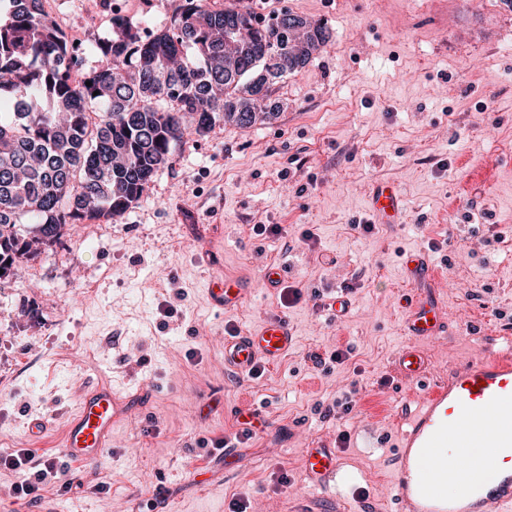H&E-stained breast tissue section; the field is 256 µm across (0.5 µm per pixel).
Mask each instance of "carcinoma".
<instances>
[{"label":"carcinoma","instance_id":"1","mask_svg":"<svg viewBox=\"0 0 512 512\" xmlns=\"http://www.w3.org/2000/svg\"><path fill=\"white\" fill-rule=\"evenodd\" d=\"M0 11V269L58 243L68 224L126 213L191 134L218 123L248 128L277 119L271 88L304 67L327 26L291 11L261 18L241 0H180L169 28L141 31L112 20L101 64L82 52L42 7L6 0ZM303 24V40L279 22ZM253 30L230 69L224 32ZM91 85H86V82Z\"/></svg>","mask_w":512,"mask_h":512}]
</instances>
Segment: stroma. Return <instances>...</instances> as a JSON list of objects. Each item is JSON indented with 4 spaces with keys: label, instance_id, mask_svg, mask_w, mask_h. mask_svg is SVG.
I'll list each match as a JSON object with an SVG mask.
<instances>
[{
    "label": "stroma",
    "instance_id": "1",
    "mask_svg": "<svg viewBox=\"0 0 512 512\" xmlns=\"http://www.w3.org/2000/svg\"><path fill=\"white\" fill-rule=\"evenodd\" d=\"M69 39L91 50L121 16L163 30L179 0H49ZM256 14L289 10L326 23L330 38L274 87L267 125L215 127L188 137L141 201L110 222L69 224L59 243L0 279V456L40 448L59 457L57 432L83 391L144 390L146 408L114 431L81 488L44 485L49 512H129L132 495L175 492L176 512H294L318 499L336 512L359 494L389 512L383 461L395 411L416 396L392 358L406 338L399 290L406 254L440 269L450 335L425 343L446 375L482 358L485 334L512 330V8L502 0H243ZM404 200L400 225L370 207L377 185ZM284 265L283 302L265 287ZM252 290L214 308L209 279ZM342 288L351 306L328 316L319 295ZM286 316L296 343L258 376L224 371V337ZM344 355L333 361L334 352ZM349 400L350 409L338 407ZM265 407L245 441L246 464L225 461L205 485L207 444L239 441L233 406ZM338 445L349 485L315 492L302 469L314 440Z\"/></svg>",
    "mask_w": 512,
    "mask_h": 512
}]
</instances>
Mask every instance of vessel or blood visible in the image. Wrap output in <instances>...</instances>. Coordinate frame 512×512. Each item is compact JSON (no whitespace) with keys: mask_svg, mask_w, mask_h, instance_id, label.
Masks as SVG:
<instances>
[{"mask_svg":"<svg viewBox=\"0 0 512 512\" xmlns=\"http://www.w3.org/2000/svg\"><path fill=\"white\" fill-rule=\"evenodd\" d=\"M373 209L384 223H398L401 196L389 186L372 195ZM405 334L410 341L393 359L397 372L420 388L397 415L393 451L386 464L391 512H512V338L491 336L487 353L477 361L435 377L419 348L424 340L448 336V312L437 294L439 272L419 254L406 258ZM249 286L240 280L212 282L213 306L238 307ZM295 336L287 317L275 316L224 339V370L242 375L257 362L275 366L287 356ZM135 397L109 385L84 391L75 413L66 419L58 446L72 462H97L122 423L139 413ZM481 449L483 463L471 468L464 451ZM303 466L309 483L321 490L336 487L342 476L337 448L315 443L306 449ZM467 477L456 488L449 480Z\"/></svg>","mask_w":512,"mask_h":512,"instance_id":"1","label":"vessel or blood"}]
</instances>
